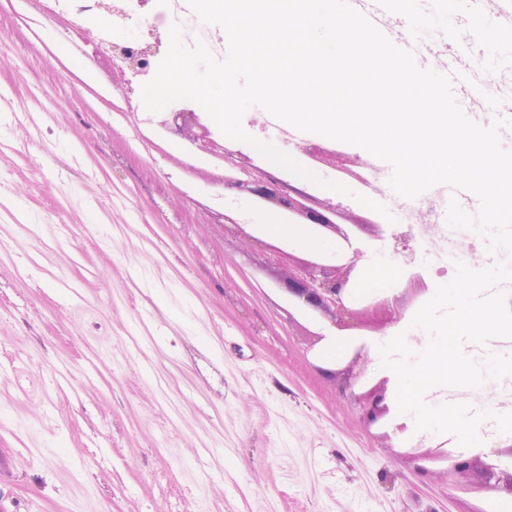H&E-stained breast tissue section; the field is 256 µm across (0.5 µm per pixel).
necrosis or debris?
Instances as JSON below:
<instances>
[{"label":"necrosis or debris","instance_id":"1","mask_svg":"<svg viewBox=\"0 0 512 512\" xmlns=\"http://www.w3.org/2000/svg\"><path fill=\"white\" fill-rule=\"evenodd\" d=\"M47 8L51 15L82 25L86 44L102 52L110 50L113 33L130 22L153 37L168 32L177 22L187 33L186 45L203 40L215 55L223 46V28L199 23L196 13L187 6L150 14L132 9L124 16L113 13L109 0H47ZM381 23L388 32L415 44L420 67L447 72L454 82L463 86L458 102L474 121L487 126L494 118L512 116L511 45L490 56L473 44L449 42L447 31L436 26L420 32L411 30L397 12L388 13ZM331 150L346 160L355 161L360 191L371 194L375 201L384 205L394 217L396 227L406 229L411 240L420 247L423 264L405 265L403 276L424 272L444 278L458 260L482 265L496 262V255L478 249L475 232L448 226L446 212L454 194L452 188L440 185L431 193L407 199L390 188L391 170L378 158L368 153L356 155L349 144L342 142L332 145Z\"/></svg>","mask_w":512,"mask_h":512}]
</instances>
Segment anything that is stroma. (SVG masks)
Listing matches in <instances>:
<instances>
[{"label":"stroma","instance_id":"35a3bbf8","mask_svg":"<svg viewBox=\"0 0 512 512\" xmlns=\"http://www.w3.org/2000/svg\"><path fill=\"white\" fill-rule=\"evenodd\" d=\"M69 47V54L57 51ZM0 0V512H457L310 367L176 137Z\"/></svg>","mask_w":512,"mask_h":512}]
</instances>
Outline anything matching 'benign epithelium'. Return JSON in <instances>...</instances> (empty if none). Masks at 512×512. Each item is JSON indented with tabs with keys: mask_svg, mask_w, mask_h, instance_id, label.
Returning <instances> with one entry per match:
<instances>
[{
	"mask_svg": "<svg viewBox=\"0 0 512 512\" xmlns=\"http://www.w3.org/2000/svg\"><path fill=\"white\" fill-rule=\"evenodd\" d=\"M160 47L158 39L129 45L114 43L112 53L125 61L128 70L137 72L149 65ZM160 126L191 142L201 152L226 159L231 157L230 150L211 137L206 124L196 113L167 112L161 117ZM242 173L243 176L232 185L233 193L251 200L264 199L274 210L299 211L303 223L313 226L323 238L336 236L342 242L341 263L315 260L306 264L284 249L247 234L243 225L232 216H212L214 223L223 221L225 242L247 255L254 264L275 272L279 293L291 307L288 324L304 345L305 353L319 355L320 345L331 340L337 331H368L383 335L404 319L413 297L426 290V283L421 278L412 280L411 287L372 304L367 310L356 307L352 296L351 285L363 261L357 240L373 235L375 225L357 218L352 224H331L329 218L340 211L332 202L310 204L305 189L285 182L269 171L244 169ZM368 366V347L364 342L342 367L314 366L322 382L355 411L360 428L366 431L385 422L392 408L387 385L360 387ZM502 457L498 448L467 458L450 453L447 470L443 473L429 468L416 455L400 453L396 460L403 469L418 476H446L448 483L454 486H470L512 497V464H504Z\"/></svg>",
	"mask_w": 512,
	"mask_h": 512,
	"instance_id": "7a95c632",
	"label": "benign epithelium"
}]
</instances>
